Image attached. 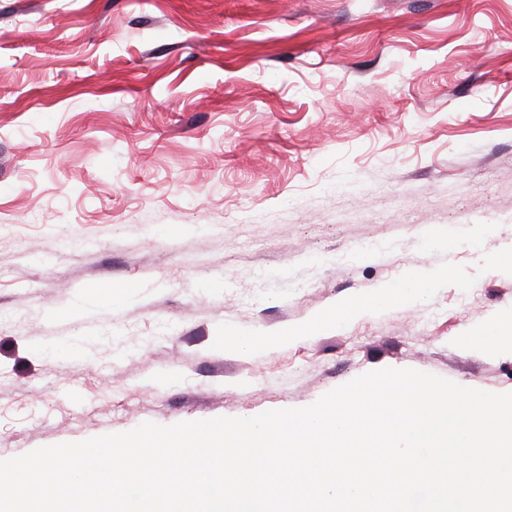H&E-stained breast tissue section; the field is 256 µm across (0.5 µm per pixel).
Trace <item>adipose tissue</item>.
I'll return each mask as SVG.
<instances>
[{"label":"adipose tissue","instance_id":"ef3b65f1","mask_svg":"<svg viewBox=\"0 0 512 512\" xmlns=\"http://www.w3.org/2000/svg\"><path fill=\"white\" fill-rule=\"evenodd\" d=\"M428 286L427 278L416 277L398 287L381 289L368 303L344 302L335 304L313 317L303 329H291L284 332L282 338L286 341L298 339L302 335H312L322 329L337 326L342 321L365 312L375 313L387 310L400 304L410 296L424 293Z\"/></svg>","mask_w":512,"mask_h":512}]
</instances>
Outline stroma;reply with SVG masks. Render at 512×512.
Wrapping results in <instances>:
<instances>
[{"instance_id":"stroma-1","label":"stroma","mask_w":512,"mask_h":512,"mask_svg":"<svg viewBox=\"0 0 512 512\" xmlns=\"http://www.w3.org/2000/svg\"><path fill=\"white\" fill-rule=\"evenodd\" d=\"M510 324L512 0H0V459L382 368L512 393L463 341ZM395 289L383 288L366 304L358 302H344L334 304L320 314L313 317L305 327L301 329H288L280 337L279 341H288L301 338L304 335L318 333L322 329L337 326L342 321L355 317L361 313L381 312L395 307L406 298L423 294L429 288L428 279L415 277L410 282L404 283Z\"/></svg>"}]
</instances>
